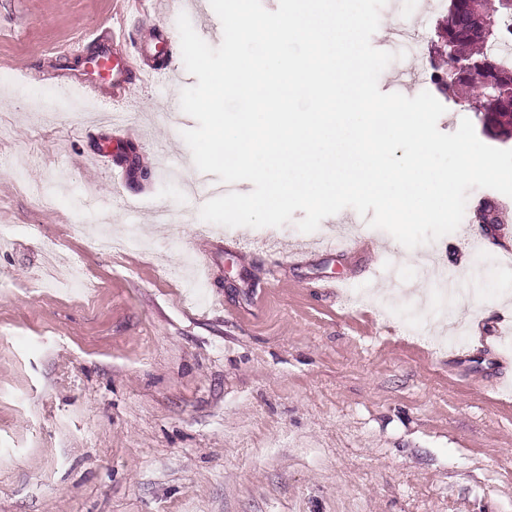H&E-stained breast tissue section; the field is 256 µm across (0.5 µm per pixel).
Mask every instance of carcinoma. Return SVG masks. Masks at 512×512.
<instances>
[{"instance_id":"cac0c4a2","label":"carcinoma","mask_w":512,"mask_h":512,"mask_svg":"<svg viewBox=\"0 0 512 512\" xmlns=\"http://www.w3.org/2000/svg\"><path fill=\"white\" fill-rule=\"evenodd\" d=\"M512 15V5L498 4L496 15L477 16L470 0H450L445 19L446 52L440 67L455 71L457 85L480 84L477 116L483 131L493 137H512V94L502 87L512 83V66L492 50L500 37V21Z\"/></svg>"}]
</instances>
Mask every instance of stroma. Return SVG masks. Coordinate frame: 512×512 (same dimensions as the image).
<instances>
[{"mask_svg":"<svg viewBox=\"0 0 512 512\" xmlns=\"http://www.w3.org/2000/svg\"><path fill=\"white\" fill-rule=\"evenodd\" d=\"M177 17L161 0L143 21L114 0H0V512H512V328L479 342L512 302L461 297L468 330L444 338L410 299L375 294L389 265L434 292L428 255L512 284V218H478L503 194L472 190L462 227L412 250L350 208L309 234L300 210L205 225L182 189L196 167L167 177L196 125L167 112L197 82ZM115 26L173 71L134 91L119 128L72 120L52 78L86 71ZM161 206L181 223H151ZM133 224L142 246L98 247ZM200 252L194 302L169 274ZM52 262L81 264L83 284L49 287Z\"/></svg>","mask_w":512,"mask_h":512,"instance_id":"35a3bbf8","label":"stroma"}]
</instances>
